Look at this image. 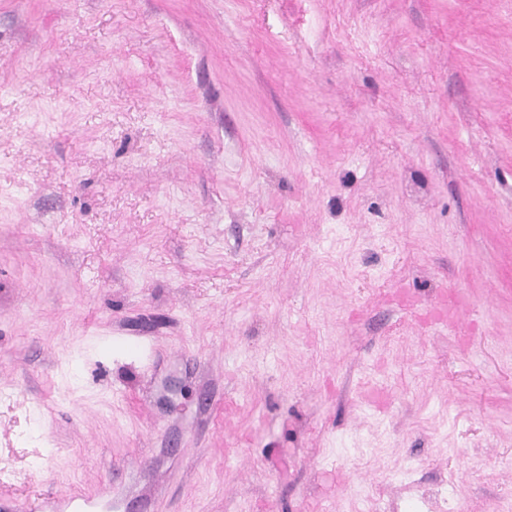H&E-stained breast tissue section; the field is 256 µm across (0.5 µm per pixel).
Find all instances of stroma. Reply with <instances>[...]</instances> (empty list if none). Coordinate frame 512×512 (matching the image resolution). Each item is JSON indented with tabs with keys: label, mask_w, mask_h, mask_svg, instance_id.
<instances>
[{
	"label": "stroma",
	"mask_w": 512,
	"mask_h": 512,
	"mask_svg": "<svg viewBox=\"0 0 512 512\" xmlns=\"http://www.w3.org/2000/svg\"><path fill=\"white\" fill-rule=\"evenodd\" d=\"M110 476L512 512V0H0V496Z\"/></svg>",
	"instance_id": "stroma-1"
}]
</instances>
